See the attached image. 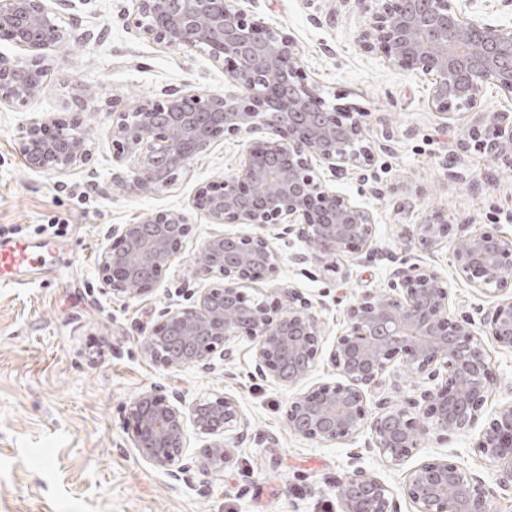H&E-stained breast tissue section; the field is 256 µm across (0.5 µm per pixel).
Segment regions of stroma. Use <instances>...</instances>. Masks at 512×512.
<instances>
[{
    "label": "stroma",
    "mask_w": 512,
    "mask_h": 512,
    "mask_svg": "<svg viewBox=\"0 0 512 512\" xmlns=\"http://www.w3.org/2000/svg\"><path fill=\"white\" fill-rule=\"evenodd\" d=\"M235 4L291 35L309 81L329 102L361 114L374 145L367 171L379 182L372 188L352 177L341 189L373 212L380 248L401 253L404 231L437 211L452 225L512 233V168L475 149L459 150L465 126H441L426 79L362 48L365 19L347 0ZM133 7V0H77L64 14L72 39L50 52L41 92L24 108L0 107V242H33L52 217L71 220L47 264L0 285V512H340L336 482L346 472L365 469L399 493L411 470L432 458L476 475L493 512H512V489L476 446L489 415L512 404L511 350L488 348L493 380L477 427L426 439L398 465L365 452L364 431L332 445L294 437L284 419L291 393L274 379L252 380L248 344L209 370H169L143 354L162 310L203 285L194 276L195 258L214 226L192 198L200 184L236 173L243 144L217 139L173 186L153 194L113 185L120 170L112 159L113 110L185 85L224 91L223 71L203 53L162 48L127 27ZM46 117L82 124L92 145L85 164L63 174L28 167L21 131ZM481 181L494 183V191H476ZM400 198L408 207L397 208ZM171 210L184 213L192 230L155 289L131 301L102 294L98 264L112 227ZM274 246L281 256L277 284L314 301L322 330L315 364L298 388L342 382L328 352L347 328L346 307L364 291L385 289L392 264L344 253L302 271L289 260L298 241ZM452 249L446 242L409 258L447 281L449 316L482 321L501 296L457 274ZM151 389L178 393L187 406L234 397L249 421L247 439L229 445L220 469L171 478L132 443L129 406Z\"/></svg>",
    "instance_id": "1"
}]
</instances>
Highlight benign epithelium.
<instances>
[{
  "mask_svg": "<svg viewBox=\"0 0 512 512\" xmlns=\"http://www.w3.org/2000/svg\"><path fill=\"white\" fill-rule=\"evenodd\" d=\"M476 0H353L366 24L363 47L387 64L409 69L430 84V107L444 124L463 120L471 146L512 167V108L480 111L486 89L512 101V26L492 23L472 10ZM73 0H0V32L23 57L0 56V105L24 106L42 89L48 51L65 47L71 33L59 23ZM128 25L171 49L205 52L224 71V94L190 85L165 98L112 111V154L132 158V180L143 192L174 184L194 160L224 135L247 141L234 176L196 189L193 207L212 224H252L248 235L215 233L195 261V276L208 287L188 304L164 311L165 321L143 352L171 370L209 369L215 357L233 358L247 341L256 377L291 388L311 371L320 329L313 303L280 290L268 302L255 295L277 272L273 241L295 237L299 267L346 251L383 255L376 246L372 212L333 183L368 165L373 147L362 122L327 104L302 75L296 43L232 0H135ZM19 151L32 169L62 174L90 155L89 140L75 127L47 129L33 120ZM191 225L178 211L140 224L112 228L100 255L103 291L127 301L152 291L159 272L178 252ZM448 236L439 214L415 225L403 251L430 252ZM456 272L486 293L512 286V235L463 224L452 252ZM449 291L433 268L401 258L387 289L366 291L347 306L348 325L329 351L345 379L295 394L285 410L297 438L331 443L359 431L367 448L397 464L434 433L446 437L475 424L487 401L491 367L484 339L512 350V299L484 318L485 336L467 315L448 318ZM401 357L429 386L402 404L383 397L371 409L366 390H379L388 362ZM134 447L152 465L180 479L195 467L227 459L226 435L244 439L239 402L226 395L185 408L176 395L150 390L129 406ZM212 437L201 459L186 455L188 426ZM476 447L489 460H508L501 480L512 484V405L499 409ZM343 512H397L390 487L362 469L336 483ZM401 493L414 512H492L482 481L446 458L425 460L408 475Z\"/></svg>",
  "mask_w": 512,
  "mask_h": 512,
  "instance_id": "7a95c632",
  "label": "benign epithelium"
}]
</instances>
